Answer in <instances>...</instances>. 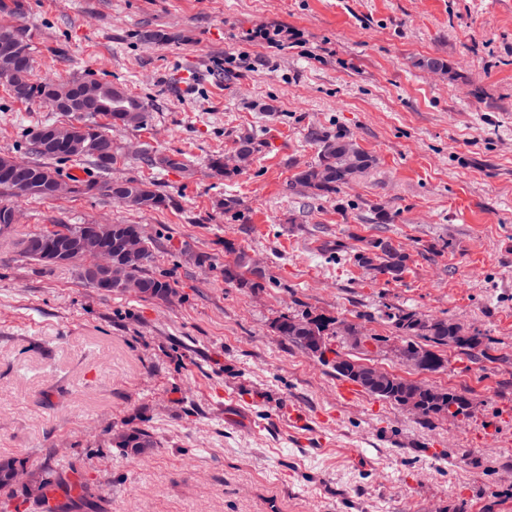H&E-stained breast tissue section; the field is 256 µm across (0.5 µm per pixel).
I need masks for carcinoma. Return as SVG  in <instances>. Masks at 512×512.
Segmentation results:
<instances>
[{
	"mask_svg": "<svg viewBox=\"0 0 512 512\" xmlns=\"http://www.w3.org/2000/svg\"><path fill=\"white\" fill-rule=\"evenodd\" d=\"M18 35L24 42L26 52L13 53L0 43V81L16 88L14 98L21 102H38L52 112H61L65 116L77 118L80 122L79 135L81 144L72 148L61 144L55 150L48 151L41 147L37 134L40 130L51 127V124H41L29 131V151L34 155L33 160L23 163L8 157H0V197L18 198L17 186L28 183L31 192L25 197L48 198L51 185L59 173L50 166L52 160H81L89 158L103 174L99 182L75 181L73 191H98L114 201L132 210H159L169 207L171 197L161 192L154 181L136 178L114 180L111 178L112 165L116 161L112 146H101L100 132L104 125L97 122L96 117L103 116L113 126L140 127L147 121V106L136 96L124 88L106 82L101 87L98 102L88 103L77 112L71 109H59L55 102L54 92L68 85L76 86L80 81L72 78L67 81L45 79L35 83L30 75L33 71L32 37L24 28L18 29ZM320 143L317 159L314 163L298 170L292 183L310 190L315 195L331 196L349 185L356 175L365 173L375 164V159L360 149L346 134H315ZM149 166L159 169H182L183 160L169 155H146ZM142 235L138 224L112 225V288L111 292H122L121 284L129 277L138 278L146 288L144 297L166 301L174 293L170 281L160 279L149 273L154 255L149 245H144L141 253L129 256L123 253V241L129 235ZM54 231L35 233L21 242L23 253L31 259L36 258L38 247L46 244ZM356 261L362 265L372 264L374 269L393 280L401 278L406 269V256L399 253L388 240L377 239L367 242L366 247L356 256ZM266 273L253 271L250 256L247 252H235L233 261L224 265V282L237 288L251 291L263 287ZM384 322L403 337L402 344L408 350H430V362L424 367L426 371H436L444 365V358L437 354L436 349L453 343L463 351H473L483 344L480 334L466 335L456 323L446 318H430L429 324L420 325L424 315L413 310L397 308L381 314ZM337 320L326 317H312L305 314L301 317L282 316L275 323L278 335L288 339L307 352L314 351L319 340L329 335L330 326ZM361 385L370 395L387 401L394 406L404 400L417 398L427 405L422 418L430 419L442 412L448 411L452 405L458 407V413L467 415L471 401L462 393L452 390H442L436 387L412 382L398 375H392L383 380H375L370 371H361ZM115 448H121L131 454L139 455L157 445L154 437L146 430L129 428L119 436L111 439ZM23 466L10 458L0 460V491L11 498L22 493L26 499H34L42 505L48 503V494L54 490L68 489V485L56 476L53 466L44 464L41 469L42 483L40 494L33 496L27 487H16L14 474Z\"/></svg>",
	"mask_w": 512,
	"mask_h": 512,
	"instance_id": "cac0c4a2",
	"label": "carcinoma"
}]
</instances>
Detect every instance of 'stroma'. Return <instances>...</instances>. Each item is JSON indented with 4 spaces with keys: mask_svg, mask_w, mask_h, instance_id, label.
Masks as SVG:
<instances>
[{
    "mask_svg": "<svg viewBox=\"0 0 512 512\" xmlns=\"http://www.w3.org/2000/svg\"><path fill=\"white\" fill-rule=\"evenodd\" d=\"M1 23L32 32L33 81L94 77L145 101L142 128L110 130L112 176L156 180L175 203L14 201L0 457L83 482L85 495L58 493L67 512H512V0H23ZM156 30L167 42L144 40ZM51 117L0 83V157L30 160L27 132ZM317 132L349 135L375 166L332 196L291 187ZM246 134L248 165L214 175L210 158H233ZM147 151L185 166L158 171ZM67 224L141 225L171 299L22 253L28 234ZM378 238L406 255L400 279L356 262ZM230 244L261 263L262 289L225 283ZM387 306L450 319L483 349L447 350L432 373L402 365ZM306 313L382 336L368 352L329 343L465 393L469 415L426 423L359 387L339 399L335 372L272 328ZM131 427L157 448L110 447Z\"/></svg>",
    "mask_w": 512,
    "mask_h": 512,
    "instance_id": "35a3bbf8",
    "label": "stroma"
}]
</instances>
